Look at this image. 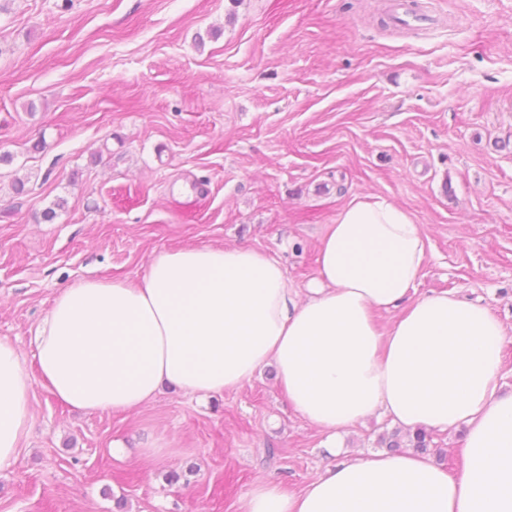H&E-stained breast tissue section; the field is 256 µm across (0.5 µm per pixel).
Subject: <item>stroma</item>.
Returning <instances> with one entry per match:
<instances>
[{"instance_id": "obj_1", "label": "stroma", "mask_w": 512, "mask_h": 512, "mask_svg": "<svg viewBox=\"0 0 512 512\" xmlns=\"http://www.w3.org/2000/svg\"><path fill=\"white\" fill-rule=\"evenodd\" d=\"M418 3L410 28L390 0H0V337L28 371L64 288L162 250L254 248L305 290L360 195L414 215L416 296L455 292L512 334V0ZM32 406L0 512H239L256 482L298 492L336 463L271 367L132 415L39 383ZM393 428L371 418L345 447L369 456Z\"/></svg>"}]
</instances>
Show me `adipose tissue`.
Returning <instances> with one entry per match:
<instances>
[{
    "label": "adipose tissue",
    "instance_id": "ef3b65f1",
    "mask_svg": "<svg viewBox=\"0 0 512 512\" xmlns=\"http://www.w3.org/2000/svg\"><path fill=\"white\" fill-rule=\"evenodd\" d=\"M426 258L410 213L362 196L327 225L303 295L264 252L206 243L153 254L133 280H81L35 329L38 376L0 338V467L28 436L35 383L87 413L130 414L164 385L208 398L271 366L328 441L381 413L412 431L463 430L465 462L452 477L410 449L349 456L298 493L256 483L241 512H512L500 355L512 337L456 293L410 299Z\"/></svg>",
    "mask_w": 512,
    "mask_h": 512
}]
</instances>
